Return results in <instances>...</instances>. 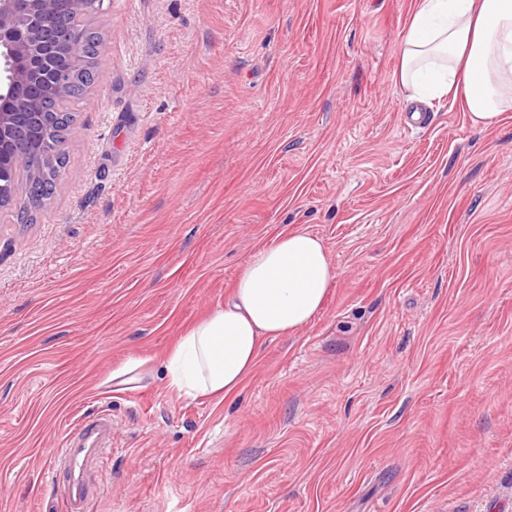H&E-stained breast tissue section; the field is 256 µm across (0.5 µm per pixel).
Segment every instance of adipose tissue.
<instances>
[{
    "instance_id": "obj_1",
    "label": "adipose tissue",
    "mask_w": 512,
    "mask_h": 512,
    "mask_svg": "<svg viewBox=\"0 0 512 512\" xmlns=\"http://www.w3.org/2000/svg\"><path fill=\"white\" fill-rule=\"evenodd\" d=\"M396 78L412 99L462 101L477 127L512 112V0H418ZM335 277L323 239L305 230L254 251L223 307L173 345L164 363L170 390L192 398L237 392L265 341L305 326Z\"/></svg>"
}]
</instances>
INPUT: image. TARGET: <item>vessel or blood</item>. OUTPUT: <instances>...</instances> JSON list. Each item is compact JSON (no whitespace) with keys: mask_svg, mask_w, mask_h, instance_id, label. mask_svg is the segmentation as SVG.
Here are the masks:
<instances>
[{"mask_svg":"<svg viewBox=\"0 0 512 512\" xmlns=\"http://www.w3.org/2000/svg\"><path fill=\"white\" fill-rule=\"evenodd\" d=\"M113 431L111 414L99 412L80 419L52 449L54 465L46 479L62 512H90L97 493L93 474L112 449Z\"/></svg>","mask_w":512,"mask_h":512,"instance_id":"vessel-or-blood-1","label":"vessel or blood"}]
</instances>
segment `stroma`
<instances>
[{
  "label": "stroma",
  "instance_id": "stroma-1",
  "mask_svg": "<svg viewBox=\"0 0 512 512\" xmlns=\"http://www.w3.org/2000/svg\"><path fill=\"white\" fill-rule=\"evenodd\" d=\"M416 0H105L100 80L33 223H0V512L115 424L91 512H512V112L401 123ZM319 312L226 398L164 359L278 233ZM144 380L113 382L127 358Z\"/></svg>",
  "mask_w": 512,
  "mask_h": 512
}]
</instances>
